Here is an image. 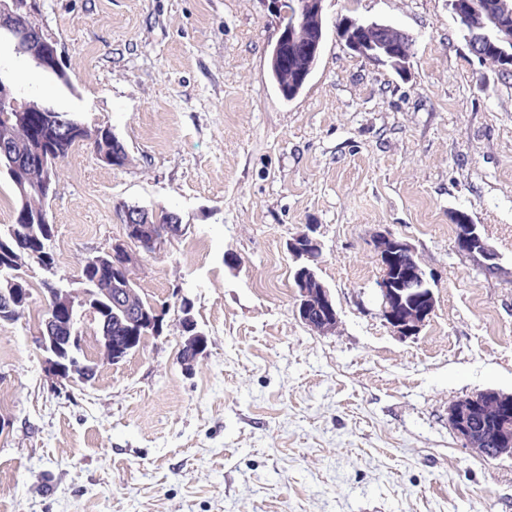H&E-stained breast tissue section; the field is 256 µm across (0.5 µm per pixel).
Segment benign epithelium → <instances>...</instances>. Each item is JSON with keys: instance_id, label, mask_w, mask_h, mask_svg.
I'll return each mask as SVG.
<instances>
[{"instance_id": "1", "label": "benign epithelium", "mask_w": 512, "mask_h": 512, "mask_svg": "<svg viewBox=\"0 0 512 512\" xmlns=\"http://www.w3.org/2000/svg\"><path fill=\"white\" fill-rule=\"evenodd\" d=\"M265 10L278 20L277 33L271 43L269 57L276 64L288 52L296 49L309 62L308 71L288 92V99H295L308 82L320 56L324 39V0H260ZM32 12L30 0H0V34H9L19 29ZM486 28L483 35L468 38L467 46L476 56H482L485 42L495 41L500 45L505 59L512 58V0H495L492 9L486 12ZM393 26L360 18H344L338 31L339 39L354 54L368 61L389 65L400 74L406 73L410 52L403 46L391 44L386 32ZM22 52L28 54L37 64L48 68L60 67L58 49L55 43L36 35L26 40ZM34 104L16 97L13 86H0V112H10L17 127H28V113L35 110ZM50 112L52 108L42 106L36 109ZM22 198L35 194L44 196L54 192L52 181L16 182ZM135 219H127L122 238L95 256L98 262L112 261L114 287L103 288L101 292L112 306V314H121L137 329H149L156 334L161 331L166 312L158 309L148 313L135 307L136 291L132 288L133 271L139 265L141 254L157 252L161 246L182 235V225L175 227L162 223L158 211L134 209ZM315 227L306 229L288 241V252L297 262L293 273L297 290L296 312L307 326L321 333L334 330L338 321L336 305L329 289L319 278L316 267L321 256V246L314 236ZM374 250L377 254L380 277L376 283V296L380 316L399 336L410 338L420 333L435 311L436 300L433 287L425 271L414 258V250L405 239L390 231L375 235ZM456 248L482 262L487 268L498 266V256L473 223L456 225ZM44 329L40 346L47 354L50 372L58 380L71 382L78 378L91 379L85 368H77L73 351L80 345L81 336L77 323L88 316L100 327L98 343L106 355L119 361L131 343H122L112 336L108 320L98 306L84 296H78L66 288L47 289ZM179 324L183 332L180 357L183 365L191 367L203 354L204 336L197 330V323L191 314V305L184 300L179 306ZM498 410V431L494 435V448H480L484 429L479 416L488 407ZM448 425L462 445L482 449L492 457L512 455V395L495 390H485L452 403L448 407Z\"/></svg>"}]
</instances>
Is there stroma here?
<instances>
[{"instance_id": "35a3bbf8", "label": "stroma", "mask_w": 512, "mask_h": 512, "mask_svg": "<svg viewBox=\"0 0 512 512\" xmlns=\"http://www.w3.org/2000/svg\"><path fill=\"white\" fill-rule=\"evenodd\" d=\"M344 15L408 33L406 75L353 55ZM31 21L67 84L6 37L0 75L109 128L128 161L83 142L60 163L54 268L28 263L30 305L0 323V512H512V456L463 447L448 425L459 399L512 394V74L469 51L448 0H325L318 63L291 101L259 0H36ZM128 206L184 226L134 271L167 307L164 331L114 364L82 319L76 356L95 376L58 381L39 347L42 282H77ZM458 211L499 270L456 250ZM308 224L338 311L326 334L296 314L287 242ZM384 230L433 284L412 338L379 314ZM184 298L207 338L189 370Z\"/></svg>"}]
</instances>
